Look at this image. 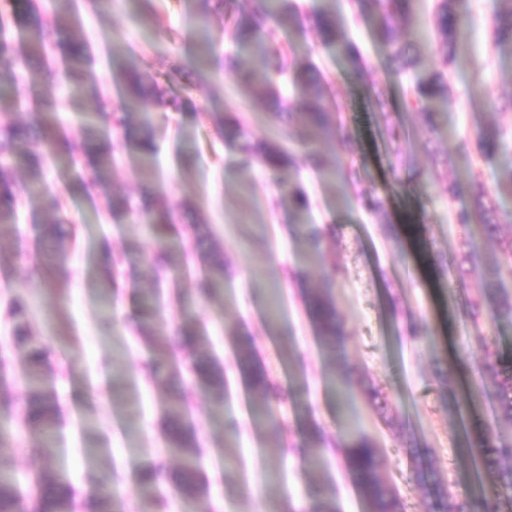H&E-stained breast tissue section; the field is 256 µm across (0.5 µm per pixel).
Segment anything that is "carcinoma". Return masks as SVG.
I'll return each instance as SVG.
<instances>
[{
	"instance_id": "1",
	"label": "carcinoma",
	"mask_w": 512,
	"mask_h": 512,
	"mask_svg": "<svg viewBox=\"0 0 512 512\" xmlns=\"http://www.w3.org/2000/svg\"><path fill=\"white\" fill-rule=\"evenodd\" d=\"M416 0H376L379 10L376 16V28L385 46L391 73L400 75L410 68L405 62V45L396 29L400 17L408 20L410 38H416L418 20L415 14ZM451 0H438L434 16V26L441 45L448 48V57L456 55L457 50L467 46L470 39V27L467 21L456 15L449 6ZM232 13L224 14V23L230 25L231 35L240 43H249L253 48L270 56L273 60L271 71L259 76L247 74L245 83L253 87V94L272 101L280 100L288 110V118L305 128H312L322 135H333L336 128L329 125L325 112L317 106L307 105L296 109L288 97L277 91L274 76L293 70L294 60L275 46L276 28L281 26L302 28L297 11L282 12L267 0H227ZM71 13L68 0H57L52 12L39 11L31 6V19L17 35L5 30L0 37V110L14 106L12 82L18 58L21 55L42 56L51 49L50 35L64 26V17ZM493 39L498 46L512 49V7L497 11L492 18ZM87 45L78 40L66 43L64 62L70 78L73 96L78 98L95 88L85 81V69L89 64ZM117 71L125 74V107L121 112L111 115L112 124L122 130L137 124L140 150L148 154L153 149L154 129L150 120L144 116L147 111V85L138 71V65L131 55L115 58ZM447 89L444 74L438 72L431 78L420 81L408 102L414 111L429 116L432 101ZM31 138L30 129L25 125L9 124L0 131V188L10 190L11 175L14 170L24 167L31 173L30 180L17 188V193L27 202L34 204L48 193V185L43 174L46 158H66L74 166L78 163L80 147L65 140H58L52 134L45 136L38 151L28 148ZM477 151L485 158L496 155L501 147V134L497 130H486L476 137ZM241 163L248 166L253 160H261L267 167L277 169L292 163V159L275 143H264L253 147L246 143L240 147ZM452 198L469 195L475 204L471 208H461L455 213L456 224L466 227L481 224L486 231L496 229V208H487L485 198L489 196L484 183L476 177L470 182L456 183L448 188ZM288 205L296 213L308 209L307 195L300 189L288 191ZM45 267L50 271L62 265L67 256L65 233L59 224L44 225ZM196 275L198 292L204 296L217 290L224 280V265L207 264L203 255L197 256ZM312 320L317 334L324 344L333 347L336 337L341 335V326L336 320L334 306L327 299L312 294L309 297ZM9 314L14 321L13 341L23 349L28 363L25 383L24 402L17 416L24 427L37 438L39 447L34 453L40 462V468L34 481L36 502L43 506V512H75L76 493L72 485L62 480L54 470L53 443L59 425V413L55 394L52 390L46 366L43 364L44 348L40 337L34 335L28 327L26 305L15 298ZM140 335L152 337L154 353L144 365V372L154 380L162 377L169 379L179 371L178 352L185 351L193 356L191 369L195 385L208 394L215 407V414H223L224 406V368L220 367L209 355V339L193 327L185 328L178 336V344L168 343L158 332L148 326L136 328ZM236 363L243 373L248 386L263 396L265 404L255 410L257 417L275 422V412L271 399L277 396V390L268 373L255 362L251 343L237 340ZM498 388V410L512 420V377L508 376L495 382ZM190 403L180 394L166 402L167 442L172 456L180 459V480L177 485L184 498H195L206 493L208 485L199 480L200 465L203 458L189 419ZM308 462H318V448L338 447L345 444L344 457L348 470L355 475L361 488L370 501L371 512H401L400 502L394 492L378 478L376 474V448L363 435L347 437L343 441L328 438L318 429L310 435ZM512 457V443H502L497 449L482 448L472 456L478 481L488 479L496 490L512 491V466H500V460ZM164 461H150L140 469L137 486L140 494V512H167L169 503L156 494L160 484L167 476ZM0 512H24V494L14 474L0 468Z\"/></svg>"
}]
</instances>
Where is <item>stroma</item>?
Returning <instances> with one entry per match:
<instances>
[{
	"label": "stroma",
	"instance_id": "35a3bbf8",
	"mask_svg": "<svg viewBox=\"0 0 512 512\" xmlns=\"http://www.w3.org/2000/svg\"><path fill=\"white\" fill-rule=\"evenodd\" d=\"M280 5L305 20L304 30L278 31L280 44L295 51L297 70L317 67L322 84L339 92L337 99L322 100L338 135L289 125L267 100L225 73L224 55L235 45L221 24L222 0H211L207 25L186 0H143L137 11L125 0L80 4L57 36L88 45V80L97 91L79 101L33 84L25 68L16 71L14 90L23 106L10 121L38 124L33 101L54 100V134L82 150L77 166L61 159L45 163V180L61 210L19 207L16 229L0 231V360L7 363L12 394L23 398L26 366L7 320L8 305L20 294L56 372L52 386L62 426L55 467L75 488L78 512H96L101 491L119 500L123 512H137L139 468L151 459L165 460L172 472L179 468L168 456L164 430L172 387L145 375L153 347L137 335L140 324L171 342L193 324L209 337L210 354L227 379L218 421L210 398L195 389L188 371L180 373L206 450L201 475L209 492L187 501L167 482L170 512H268L273 506L309 512L317 496L333 501L336 512H368L357 480L346 477L341 452L326 451L318 471L307 469L301 449L313 424L335 437L349 424L363 431L380 450L377 474L396 488L403 512H440L438 496L446 491L457 502L494 495L492 487H479L467 449L482 438L492 445L512 440V422L490 414L495 391L480 389L489 379L486 357H494L501 375H512V316L483 295L491 268L512 243V196L499 188L512 165V114L503 108L512 95V50L490 38L494 13L512 0H454L453 9L471 26L469 48L449 62L446 48L414 44L415 65L398 79L376 34V5L362 13L350 0ZM320 14L335 20V41L322 35ZM340 40L358 48L367 80L337 52ZM119 52L135 55L151 90L156 139L149 177L141 171L142 152L110 119L124 105L123 82L112 68ZM441 70L449 90L435 99L427 123L409 108L410 92ZM369 81L384 89L387 111H372ZM85 112L102 115L97 140L85 137ZM220 115L239 121L252 142L279 144L292 164L275 173L259 161L242 167L236 140L218 132ZM388 123L404 128L412 163L390 151ZM490 128L502 130L507 147L488 160L474 140ZM102 145L114 156L112 168L89 196L82 185L93 180ZM311 149L319 168L305 160ZM344 170L356 172L353 188H345ZM476 174L507 217L492 237L482 225L462 228L453 220L471 200L449 198L448 186ZM297 185L310 201L299 214L284 201ZM145 198L174 213L185 234L158 233L122 208ZM366 198L382 199L384 212L365 208ZM56 222L76 241L50 275L39 227ZM309 230L321 236L320 253L309 246ZM198 237L218 247L223 286L199 295L194 276L180 263L166 283H157L151 264L157 249L180 260ZM156 287L163 290L162 303L147 302ZM312 290L336 307L344 334L335 349L321 345L307 311ZM472 305L474 322L464 315ZM237 335L252 338L279 388L276 423L258 425L251 417L260 398L248 391L235 363ZM465 395L469 404L453 409L452 401ZM33 445L15 415L0 413L1 463L19 476L32 475Z\"/></svg>",
	"mask_w": 512,
	"mask_h": 512
}]
</instances>
